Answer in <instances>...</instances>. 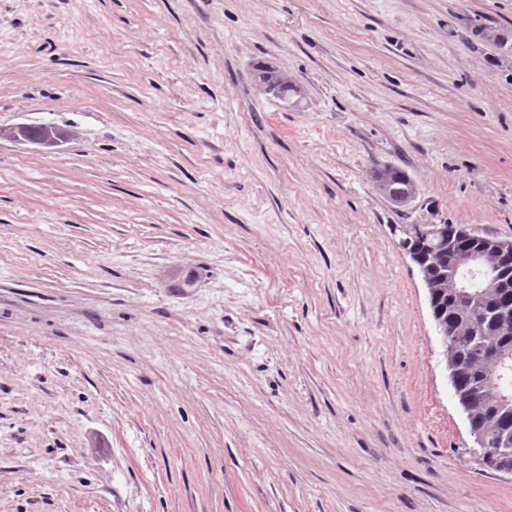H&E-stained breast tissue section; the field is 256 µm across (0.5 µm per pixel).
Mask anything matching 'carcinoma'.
I'll return each mask as SVG.
<instances>
[{"label":"carcinoma","mask_w":512,"mask_h":512,"mask_svg":"<svg viewBox=\"0 0 512 512\" xmlns=\"http://www.w3.org/2000/svg\"><path fill=\"white\" fill-rule=\"evenodd\" d=\"M398 246L405 252L416 250L427 255V262L420 267V274L431 275L435 283L430 297V310L435 323L452 333V345L445 348L450 360L463 359L466 368L460 372L452 387L453 398L465 400L471 427L495 439L512 443V408L494 411L496 388L493 383L497 373L484 366L476 354L483 347L502 344L512 346V329L500 325L496 318L498 308L512 306V295H501L492 302L466 312L461 311L454 295V280L448 274V245L440 244L432 236L415 235L405 228ZM479 464L489 470L499 471L512 467V456L492 459L481 449L473 452Z\"/></svg>","instance_id":"cac0c4a2"}]
</instances>
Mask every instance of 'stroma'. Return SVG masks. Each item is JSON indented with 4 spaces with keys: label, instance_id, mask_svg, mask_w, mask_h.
I'll return each mask as SVG.
<instances>
[{
    "label": "stroma",
    "instance_id": "1",
    "mask_svg": "<svg viewBox=\"0 0 512 512\" xmlns=\"http://www.w3.org/2000/svg\"><path fill=\"white\" fill-rule=\"evenodd\" d=\"M492 32L512 0H0V128L66 134L0 138V512H512L394 233L512 239ZM384 171H378L374 177L379 180L376 187L379 192L384 195L393 204L398 206H406L411 203L417 196L418 189L413 181H409L406 189L401 193H392L387 185V182L394 189L400 190L405 187L408 175L405 171L397 167H389L386 171V180L383 178ZM387 181V182H386Z\"/></svg>",
    "mask_w": 512,
    "mask_h": 512
}]
</instances>
